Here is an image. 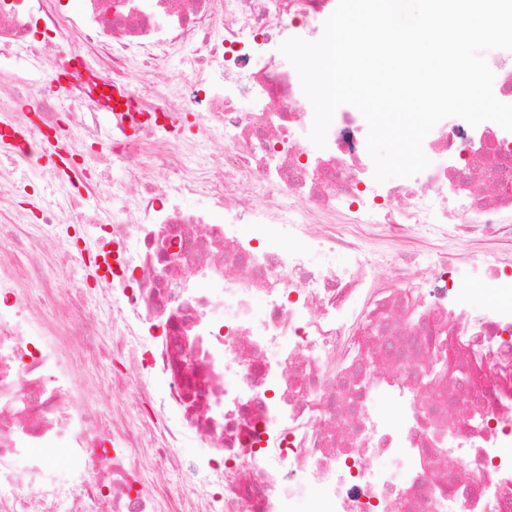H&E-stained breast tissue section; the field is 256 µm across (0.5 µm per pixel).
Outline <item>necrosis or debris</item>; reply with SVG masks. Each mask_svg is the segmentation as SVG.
<instances>
[{
	"instance_id": "obj_1",
	"label": "necrosis or debris",
	"mask_w": 512,
	"mask_h": 512,
	"mask_svg": "<svg viewBox=\"0 0 512 512\" xmlns=\"http://www.w3.org/2000/svg\"><path fill=\"white\" fill-rule=\"evenodd\" d=\"M336 5L0 0V65L61 38L81 61L60 92L0 73V112L16 116L0 125L11 160L65 138L62 167L40 180L68 201L45 203L39 224L0 204V252L28 244L43 290L0 277V512H296L308 498L314 512H512V132L443 119L425 139L430 166L387 184L373 177L360 112L335 113L316 148L311 104L279 46L318 40ZM186 48L188 72L164 79ZM115 86L133 111L118 110ZM187 112L203 121L184 136ZM89 147L121 162L134 196L88 174ZM258 171L261 199L237 193ZM85 201L99 276L61 309L47 298L75 258ZM111 210L120 219L103 221ZM273 233L304 243L281 248ZM452 237L478 247L495 297L483 317L460 287L468 259L449 254ZM409 238L424 250L402 252ZM175 239L186 250L159 264L158 245ZM432 273L456 288L452 306L423 296ZM91 300L108 319L89 313ZM48 317L73 323L88 347L111 331L113 351L142 369L112 376L113 392L143 409L138 430L108 408L64 403L78 364ZM437 351L456 375L436 385ZM377 399L393 415L374 412ZM190 437L210 470L175 495L165 463Z\"/></svg>"
}]
</instances>
